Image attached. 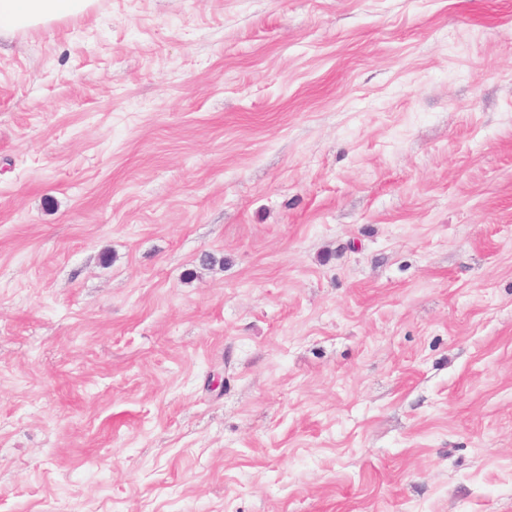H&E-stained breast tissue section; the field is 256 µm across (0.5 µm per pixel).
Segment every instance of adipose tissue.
Masks as SVG:
<instances>
[{"label": "adipose tissue", "mask_w": 512, "mask_h": 512, "mask_svg": "<svg viewBox=\"0 0 512 512\" xmlns=\"http://www.w3.org/2000/svg\"><path fill=\"white\" fill-rule=\"evenodd\" d=\"M94 0H0V38L86 15Z\"/></svg>", "instance_id": "ef3b65f1"}]
</instances>
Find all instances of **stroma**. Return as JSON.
<instances>
[{"label": "stroma", "instance_id": "35a3bbf8", "mask_svg": "<svg viewBox=\"0 0 512 512\" xmlns=\"http://www.w3.org/2000/svg\"><path fill=\"white\" fill-rule=\"evenodd\" d=\"M0 512H512V0L1 39Z\"/></svg>", "mask_w": 512, "mask_h": 512}]
</instances>
